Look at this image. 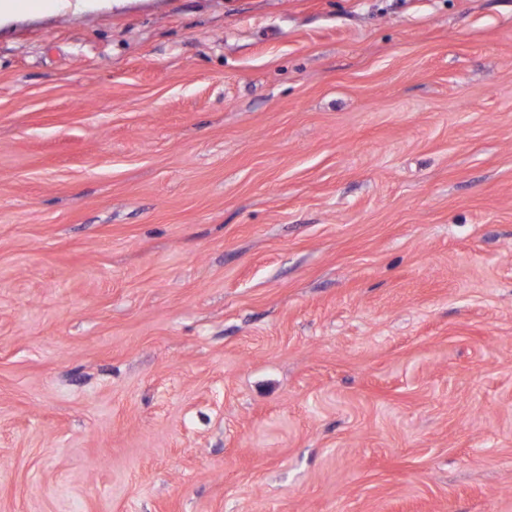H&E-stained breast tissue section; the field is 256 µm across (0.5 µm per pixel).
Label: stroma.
I'll use <instances>...</instances> for the list:
<instances>
[{"instance_id": "obj_1", "label": "stroma", "mask_w": 512, "mask_h": 512, "mask_svg": "<svg viewBox=\"0 0 512 512\" xmlns=\"http://www.w3.org/2000/svg\"><path fill=\"white\" fill-rule=\"evenodd\" d=\"M0 512H512V0L1 28Z\"/></svg>"}]
</instances>
